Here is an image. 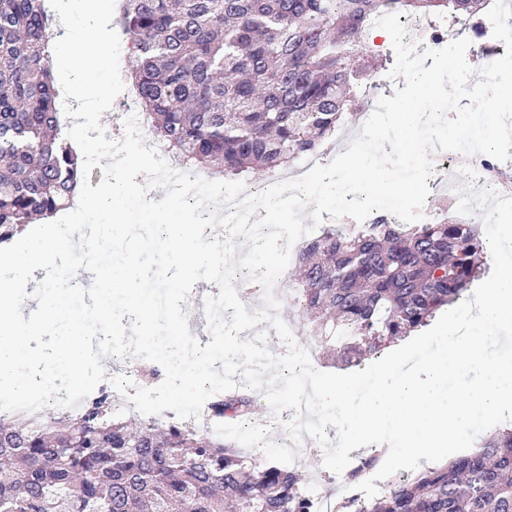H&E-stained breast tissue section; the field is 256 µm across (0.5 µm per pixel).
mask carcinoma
<instances>
[{
    "label": "carcinoma",
    "mask_w": 512,
    "mask_h": 512,
    "mask_svg": "<svg viewBox=\"0 0 512 512\" xmlns=\"http://www.w3.org/2000/svg\"><path fill=\"white\" fill-rule=\"evenodd\" d=\"M483 0H122L120 27L153 138L194 170L257 176L320 153L371 82L356 64L382 13L464 26ZM47 0H0V244L74 205L84 157L67 136ZM476 224H332L290 273L294 304L336 365L376 354L483 277ZM254 408L231 390L213 416ZM304 475L179 423L115 416L107 401L39 425L0 415V512H311ZM334 512H512V429Z\"/></svg>",
    "instance_id": "cac0c4a2"
}]
</instances>
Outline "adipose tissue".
I'll return each mask as SVG.
<instances>
[{
  "mask_svg": "<svg viewBox=\"0 0 512 512\" xmlns=\"http://www.w3.org/2000/svg\"><path fill=\"white\" fill-rule=\"evenodd\" d=\"M57 7L68 35L51 50L53 67L72 101L105 111L112 100L116 47L100 38L98 29L112 19V0H59ZM154 172L153 162L139 149L127 151L94 193L78 199L81 216L91 225L122 224L131 202L144 203L150 223L168 228L166 263L185 272L209 263L210 253L199 245L203 220L185 214L178 197L165 191Z\"/></svg>",
  "mask_w": 512,
  "mask_h": 512,
  "instance_id": "1",
  "label": "adipose tissue"
}]
</instances>
